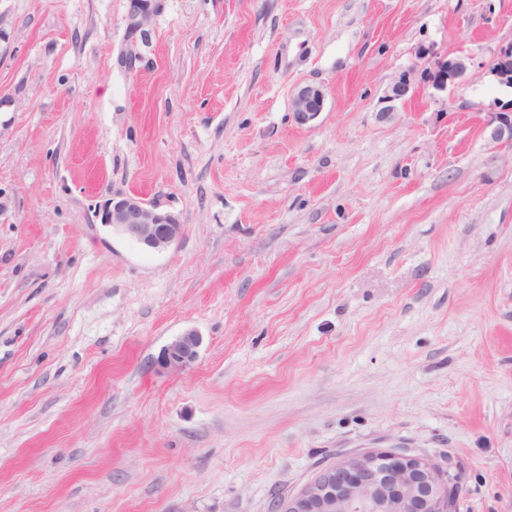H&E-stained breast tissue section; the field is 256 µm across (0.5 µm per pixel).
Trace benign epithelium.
Instances as JSON below:
<instances>
[{
  "label": "benign epithelium",
  "instance_id": "benign-epithelium-1",
  "mask_svg": "<svg viewBox=\"0 0 512 512\" xmlns=\"http://www.w3.org/2000/svg\"><path fill=\"white\" fill-rule=\"evenodd\" d=\"M151 0H131V16L137 25L149 22ZM469 58L447 56L436 68L422 71L427 84L443 89L462 78ZM490 72L497 81L512 87V45L502 49ZM414 70L399 73L381 97V115L390 117L413 85ZM321 86L306 83L291 97L294 120L305 125L323 108ZM489 142H512V102L493 112L483 127ZM96 218L106 227L155 252L178 243L184 225L177 216L137 193L109 197L96 206ZM202 338L194 329L184 331L165 346L159 362L165 368H183L198 354ZM453 476L447 469L424 457L395 450H369L343 455L316 471L296 494L276 499L272 512H451Z\"/></svg>",
  "mask_w": 512,
  "mask_h": 512
}]
</instances>
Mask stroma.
I'll list each match as a JSON object with an SVG mask.
<instances>
[{
    "label": "stroma",
    "instance_id": "1",
    "mask_svg": "<svg viewBox=\"0 0 512 512\" xmlns=\"http://www.w3.org/2000/svg\"><path fill=\"white\" fill-rule=\"evenodd\" d=\"M154 6L0 0V512H271L378 449L512 512V0ZM422 46L466 76L381 118ZM130 192L176 246L99 223ZM490 72L500 84L512 87V45L500 51L492 63ZM324 99L325 93L320 85H299L291 97L294 120L300 125L312 121L322 111ZM490 118L483 127L489 142L495 144L512 142V100L500 107L498 112H490ZM95 214L101 224L149 251L168 250L184 233L177 216L137 193L122 195L118 200L110 195L96 206ZM202 338L196 330L188 329L165 346L159 355V362L165 368H183L192 363L198 354Z\"/></svg>",
    "mask_w": 512,
    "mask_h": 512
}]
</instances>
